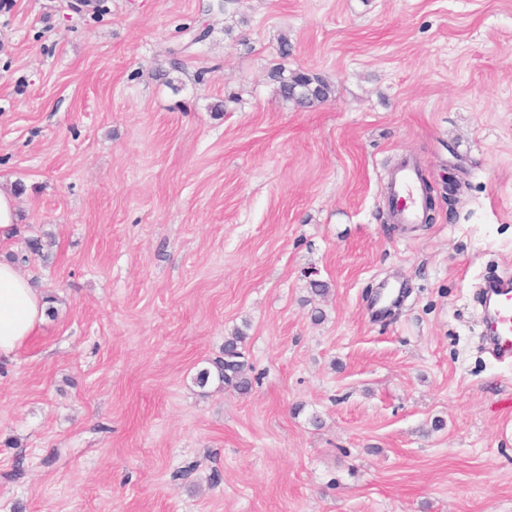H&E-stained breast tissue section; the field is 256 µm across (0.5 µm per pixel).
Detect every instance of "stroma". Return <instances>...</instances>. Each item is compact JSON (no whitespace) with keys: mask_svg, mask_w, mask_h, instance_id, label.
Returning <instances> with one entry per match:
<instances>
[{"mask_svg":"<svg viewBox=\"0 0 512 512\" xmlns=\"http://www.w3.org/2000/svg\"><path fill=\"white\" fill-rule=\"evenodd\" d=\"M407 159L433 223L388 217ZM0 190L53 309L0 361V512H512L474 298L512 273V0H11ZM238 330L250 389L198 386ZM274 77L279 79L281 94L299 105L304 106L328 98V85L320 78L306 72H294L290 78H285L280 74L274 75Z\"/></svg>","mask_w":512,"mask_h":512,"instance_id":"stroma-1","label":"stroma"}]
</instances>
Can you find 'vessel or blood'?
Segmentation results:
<instances>
[{
    "label": "vessel or blood",
    "instance_id": "vessel-or-blood-1",
    "mask_svg": "<svg viewBox=\"0 0 512 512\" xmlns=\"http://www.w3.org/2000/svg\"><path fill=\"white\" fill-rule=\"evenodd\" d=\"M387 188L398 201V220L419 224L424 220L425 190L416 163H407L388 177ZM485 342L502 360H512V278L487 280L483 287Z\"/></svg>",
    "mask_w": 512,
    "mask_h": 512
}]
</instances>
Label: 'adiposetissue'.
Here are the masks:
<instances>
[{
  "label": "adipose tissue",
  "instance_id": "ef3b65f1",
  "mask_svg": "<svg viewBox=\"0 0 512 512\" xmlns=\"http://www.w3.org/2000/svg\"><path fill=\"white\" fill-rule=\"evenodd\" d=\"M47 309L42 291L0 253V358L15 356L39 333Z\"/></svg>",
  "mask_w": 512,
  "mask_h": 512
}]
</instances>
